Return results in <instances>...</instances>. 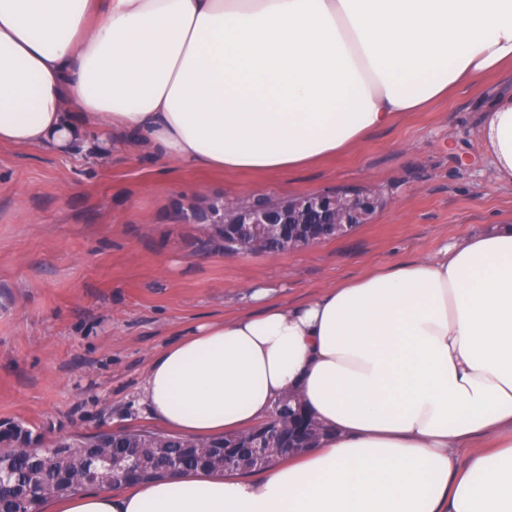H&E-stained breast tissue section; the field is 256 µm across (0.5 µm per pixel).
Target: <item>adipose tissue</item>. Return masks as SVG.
I'll use <instances>...</instances> for the list:
<instances>
[{
    "label": "adipose tissue",
    "mask_w": 512,
    "mask_h": 512,
    "mask_svg": "<svg viewBox=\"0 0 512 512\" xmlns=\"http://www.w3.org/2000/svg\"><path fill=\"white\" fill-rule=\"evenodd\" d=\"M512 65V0H0V147L144 149L287 174ZM512 181V95L478 129ZM197 326L154 419L236 433L298 395L328 437L264 477L197 471L49 512H512V225Z\"/></svg>",
    "instance_id": "ef3b65f1"
}]
</instances>
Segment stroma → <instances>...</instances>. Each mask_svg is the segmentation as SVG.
<instances>
[{
    "label": "stroma",
    "instance_id": "35a3bbf8",
    "mask_svg": "<svg viewBox=\"0 0 512 512\" xmlns=\"http://www.w3.org/2000/svg\"><path fill=\"white\" fill-rule=\"evenodd\" d=\"M512 69L481 78L357 148L287 174L162 168L149 153L0 148V421L43 446L75 435L159 429L143 402L153 357L212 319L254 310L246 287L300 302L367 271L512 225V185L494 180L477 131ZM372 187L370 223L276 255L199 253L174 202L199 193L286 199Z\"/></svg>",
    "mask_w": 512,
    "mask_h": 512
}]
</instances>
